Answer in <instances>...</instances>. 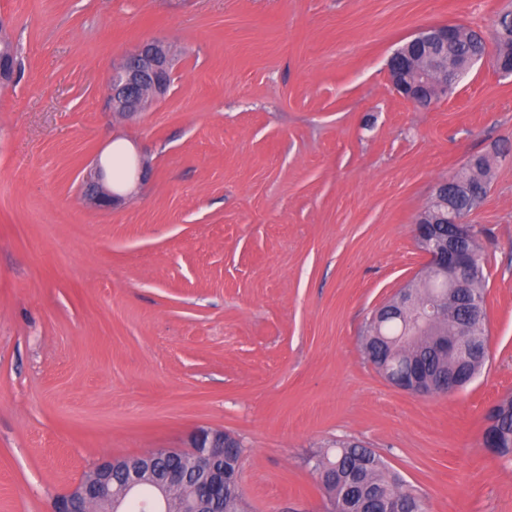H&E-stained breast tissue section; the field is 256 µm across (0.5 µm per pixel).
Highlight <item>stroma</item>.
<instances>
[{"label":"stroma","mask_w":512,"mask_h":512,"mask_svg":"<svg viewBox=\"0 0 512 512\" xmlns=\"http://www.w3.org/2000/svg\"><path fill=\"white\" fill-rule=\"evenodd\" d=\"M512 0H0V512H52L99 460L244 446L247 512H325L305 458L374 449L429 512H512L482 443L512 393V78L485 56L420 107L392 52L426 25L489 32ZM146 38L167 95L113 116L114 62ZM153 171L121 206L82 178L116 148ZM474 155L489 359L450 396L390 385L361 331L425 259L412 234ZM463 177L474 185H479L481 182L490 185L493 178L490 161L484 156L476 157L475 161L470 163L468 169L463 172Z\"/></svg>","instance_id":"stroma-1"}]
</instances>
